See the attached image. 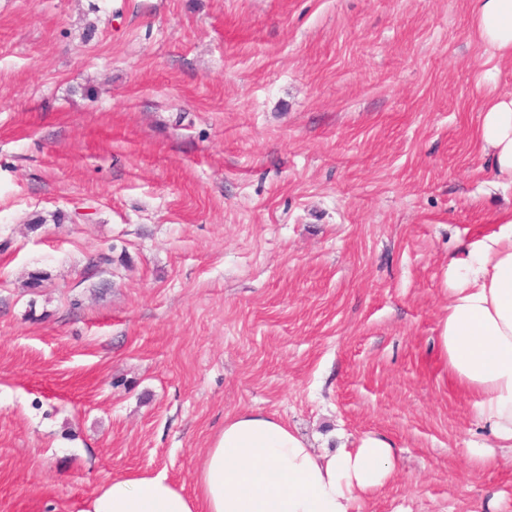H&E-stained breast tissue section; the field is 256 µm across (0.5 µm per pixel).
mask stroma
<instances>
[{
	"label": "stroma",
	"instance_id": "1",
	"mask_svg": "<svg viewBox=\"0 0 512 512\" xmlns=\"http://www.w3.org/2000/svg\"><path fill=\"white\" fill-rule=\"evenodd\" d=\"M499 100L473 0H0V512L193 493L240 411L391 439L361 512H512L437 350Z\"/></svg>",
	"mask_w": 512,
	"mask_h": 512
}]
</instances>
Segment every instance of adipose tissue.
<instances>
[{
  "label": "adipose tissue",
  "instance_id": "ef3b65f1",
  "mask_svg": "<svg viewBox=\"0 0 512 512\" xmlns=\"http://www.w3.org/2000/svg\"><path fill=\"white\" fill-rule=\"evenodd\" d=\"M474 25L482 41L512 54V0H475ZM481 140L498 174L512 178V100L487 104ZM447 278L438 352L494 438L464 453L490 465L512 453V212L451 256ZM396 459L381 434L318 453L280 418L243 411L225 418L201 455L194 494L164 473L127 471L102 481L80 512H360L393 478Z\"/></svg>",
  "mask_w": 512,
  "mask_h": 512
}]
</instances>
